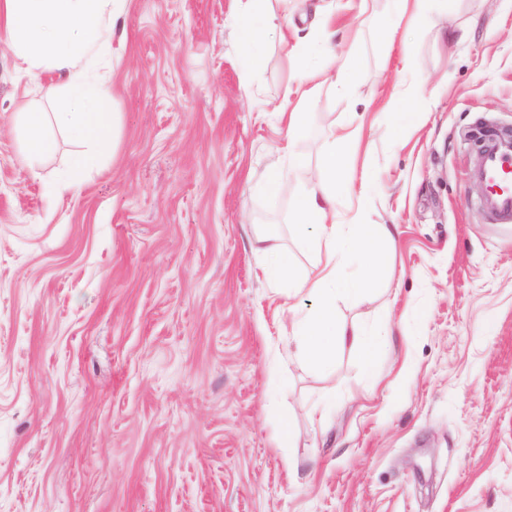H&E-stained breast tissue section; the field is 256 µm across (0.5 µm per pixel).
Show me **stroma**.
Returning <instances> with one entry per match:
<instances>
[{
	"label": "stroma",
	"instance_id": "35a3bbf8",
	"mask_svg": "<svg viewBox=\"0 0 512 512\" xmlns=\"http://www.w3.org/2000/svg\"><path fill=\"white\" fill-rule=\"evenodd\" d=\"M248 0H130L101 75L113 152L66 187L78 143L23 154L16 114L47 113L66 74L22 71L0 29V512H512V224L488 223L476 134L512 133V10L439 0H265L252 68ZM350 87L318 73L323 29ZM317 89L300 99V82ZM417 92V122L385 130ZM303 112L288 136L273 104ZM361 127L352 177L378 186L340 223L390 224L386 276L346 325H388L372 373L285 355L267 225L298 272L296 197L334 129ZM292 139L308 172L258 189ZM288 418L280 426L271 415ZM289 443H282V430ZM239 39L243 47L248 51V62L254 68L262 64V55L259 46L264 40V30L261 26L250 22L244 15L238 18Z\"/></svg>",
	"mask_w": 512,
	"mask_h": 512
}]
</instances>
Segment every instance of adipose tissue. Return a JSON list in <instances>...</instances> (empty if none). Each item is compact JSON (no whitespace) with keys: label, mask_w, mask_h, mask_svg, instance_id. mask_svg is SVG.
<instances>
[{"label":"adipose tissue","mask_w":512,"mask_h":512,"mask_svg":"<svg viewBox=\"0 0 512 512\" xmlns=\"http://www.w3.org/2000/svg\"><path fill=\"white\" fill-rule=\"evenodd\" d=\"M127 0H0V28L7 31L10 44L27 71L53 64L65 70L67 82L63 105L53 117L37 108L23 107L18 130L26 154L39 158L50 154L54 141L50 127H57L81 144L70 161L72 179L93 170L106 145L111 114L106 106L111 98L107 83L94 78L91 65L108 46L112 24L126 10ZM361 129L341 130L322 154V176L309 181L294 206V219L303 244L317 256L313 269L297 274L285 249L278 243L276 229L256 240L263 259L264 277L285 284L287 299L281 311L290 318L288 341L294 344L299 362L324 370L336 357V349L354 347L364 369H371L380 351L387 328L346 327L336 322L338 300L364 296L376 272L383 267L380 244L393 235L387 224H360L350 227L336 221V200L356 196L359 205L372 199L375 187L368 179L352 182L346 170L352 153L359 147ZM357 264L361 272L347 277L345 265ZM311 296L315 309L301 313L296 301Z\"/></svg>","instance_id":"1"}]
</instances>
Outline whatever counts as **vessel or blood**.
Wrapping results in <instances>:
<instances>
[{"label":"vessel or blood","instance_id":"obj_1","mask_svg":"<svg viewBox=\"0 0 512 512\" xmlns=\"http://www.w3.org/2000/svg\"><path fill=\"white\" fill-rule=\"evenodd\" d=\"M472 170L485 188L483 210L497 223L512 224V135L485 133Z\"/></svg>","mask_w":512,"mask_h":512}]
</instances>
